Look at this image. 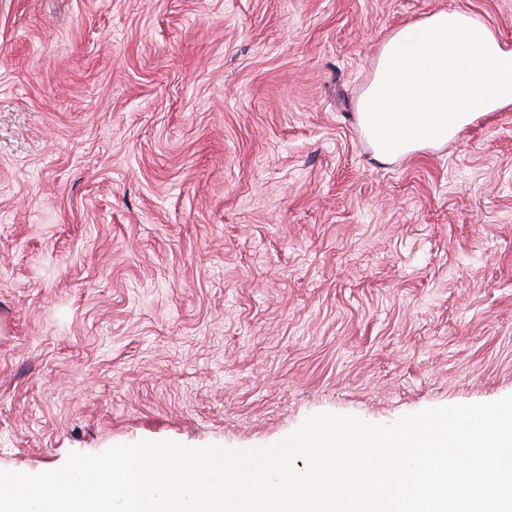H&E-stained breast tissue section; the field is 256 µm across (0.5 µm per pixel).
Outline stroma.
<instances>
[{
    "mask_svg": "<svg viewBox=\"0 0 512 512\" xmlns=\"http://www.w3.org/2000/svg\"><path fill=\"white\" fill-rule=\"evenodd\" d=\"M512 0H0V470L512 395V110L380 163L382 40Z\"/></svg>",
    "mask_w": 512,
    "mask_h": 512,
    "instance_id": "35a3bbf8",
    "label": "stroma"
}]
</instances>
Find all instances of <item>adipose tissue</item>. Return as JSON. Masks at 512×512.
I'll return each mask as SVG.
<instances>
[{
	"mask_svg": "<svg viewBox=\"0 0 512 512\" xmlns=\"http://www.w3.org/2000/svg\"><path fill=\"white\" fill-rule=\"evenodd\" d=\"M512 109V43L479 16L442 9L381 44L357 107L379 160L448 143L481 115Z\"/></svg>",
	"mask_w": 512,
	"mask_h": 512,
	"instance_id": "obj_1",
	"label": "adipose tissue"
}]
</instances>
